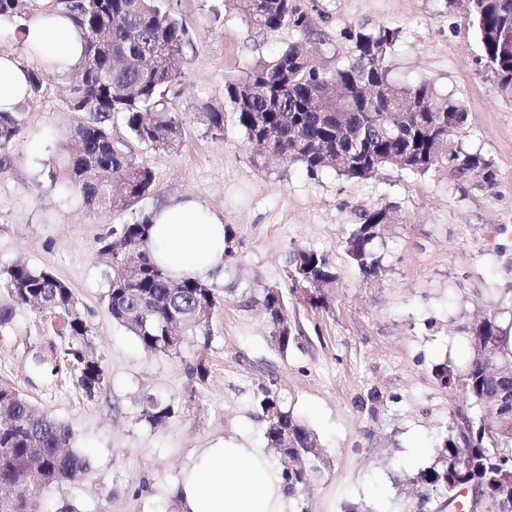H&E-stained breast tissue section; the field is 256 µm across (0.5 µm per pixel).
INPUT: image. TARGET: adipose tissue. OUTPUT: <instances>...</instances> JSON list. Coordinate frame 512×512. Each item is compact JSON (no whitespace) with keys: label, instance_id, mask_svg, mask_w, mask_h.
<instances>
[{"label":"adipose tissue","instance_id":"ef3b65f1","mask_svg":"<svg viewBox=\"0 0 512 512\" xmlns=\"http://www.w3.org/2000/svg\"><path fill=\"white\" fill-rule=\"evenodd\" d=\"M22 52H0V111L13 112L28 96L31 48H40L52 70L63 72L81 57L72 22L52 7L26 21ZM153 258L175 277H205L222 270L224 219L197 201L166 206L152 216ZM181 512H291L281 469L267 455L236 437L193 450L175 486Z\"/></svg>","mask_w":512,"mask_h":512}]
</instances>
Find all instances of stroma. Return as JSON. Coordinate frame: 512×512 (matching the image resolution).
Returning a JSON list of instances; mask_svg holds the SVG:
<instances>
[{
  "instance_id": "35a3bbf8",
  "label": "stroma",
  "mask_w": 512,
  "mask_h": 512,
  "mask_svg": "<svg viewBox=\"0 0 512 512\" xmlns=\"http://www.w3.org/2000/svg\"><path fill=\"white\" fill-rule=\"evenodd\" d=\"M221 4L177 0L192 39L168 94L169 111L182 121L180 143L147 149L131 143L122 121L112 126L114 139L130 142L137 162L152 170L149 195L98 215L50 188L43 166L57 160L72 124L64 82L52 74L10 168L0 173V265L22 261L69 284L105 370L96 396L86 398L75 374L33 367L35 356L64 345L49 322L21 309L0 329V385L68 425L73 450L93 459L90 476L36 490L41 512L66 502L77 512H168L192 450L228 436L266 448L257 404L265 387L321 446L325 464L298 494L308 512L348 505L392 512L402 484L434 463L455 407L436 368H461L463 326L512 290V95L487 68L473 20L457 0H315L310 33L262 31L232 11L214 17ZM382 25L401 32L388 56L395 79L430 80L440 95L464 103L463 147L494 161V188L473 189L444 168L418 177L395 166L363 180L332 169L310 176L246 147L224 98L226 82L291 43L317 45L320 66L334 71L354 56L345 31ZM212 109L224 114L221 131L207 122ZM189 199L224 219L232 253L207 278L222 302L207 335L190 337L178 354H150L109 312L98 242ZM373 204L392 206L395 222L375 242L384 273L368 280L345 249L355 207ZM297 247L323 253L336 270L327 308L291 289L288 257ZM268 287L279 288L287 306L294 340L284 351L271 343L259 304ZM373 387L397 398L374 420L359 408ZM148 393L174 407L161 427L138 419Z\"/></svg>"
}]
</instances>
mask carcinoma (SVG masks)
<instances>
[{
	"instance_id": "1",
	"label": "carcinoma",
	"mask_w": 512,
	"mask_h": 512,
	"mask_svg": "<svg viewBox=\"0 0 512 512\" xmlns=\"http://www.w3.org/2000/svg\"><path fill=\"white\" fill-rule=\"evenodd\" d=\"M227 2L260 30L286 26L305 32L314 26L310 0ZM481 4V13L470 16L488 67L496 80H512V53L500 48L501 38L512 41V0ZM51 5L72 21L83 50L78 64L63 73L69 83L65 105L75 119L62 164L48 168L46 177L51 187L78 194L103 213L114 197L129 204L153 184L151 170L112 139L114 115L124 116L130 136L146 148L171 147L180 140L181 120L166 109L165 98L181 74L191 39L172 0H51ZM36 9V0H0V17L14 19L12 38L19 46L24 21ZM346 38L355 56L333 72L323 71L312 52L290 44L225 85V99L254 152L298 164L310 176L331 168L347 178H368L369 165L395 166L391 154L400 151L407 156L400 169L412 175L440 167L464 181L474 172L498 180L495 163L460 142L467 118L462 102L439 97L427 80L403 85L393 80L387 57L400 40L399 30L380 26L350 31ZM44 68L29 67L27 102L15 112H0V171L11 164L26 113L43 94ZM355 216L346 255L363 277L377 279L382 267L373 245L381 234L374 227L392 223L393 209L374 205L355 210ZM150 229L151 218L145 217L100 241L99 260L110 269L108 308L144 351L176 355L187 337L206 331L219 301L206 281L174 278L154 261ZM307 276L314 281L310 303L327 307L321 291L336 283L332 263L322 253L296 248L288 261L292 290H299ZM0 286L11 296L0 305V328L21 308L49 317L66 338L61 355L79 366L78 383L93 397L105 370L90 354L91 330L72 288L50 271L19 261L0 266ZM260 304L277 312L278 326L288 323L279 289H265ZM506 313H512V296L502 297L497 310L466 328L471 355L464 371L446 365L436 373L442 386L461 392L465 403L448 416L435 464L397 496L396 505L405 512H444L448 496L469 484L483 493L492 512L512 508V338L501 323ZM383 404L377 389L360 401L372 417ZM259 406L269 417V447L278 448L284 433L292 442L283 475L293 497L308 480L311 460L321 456L318 440L271 390H263ZM173 413V405L153 395L140 402L139 420L152 428ZM71 439L69 426L37 413L14 388L0 387V512H33L34 487L92 470L88 455L69 449Z\"/></svg>"
}]
</instances>
